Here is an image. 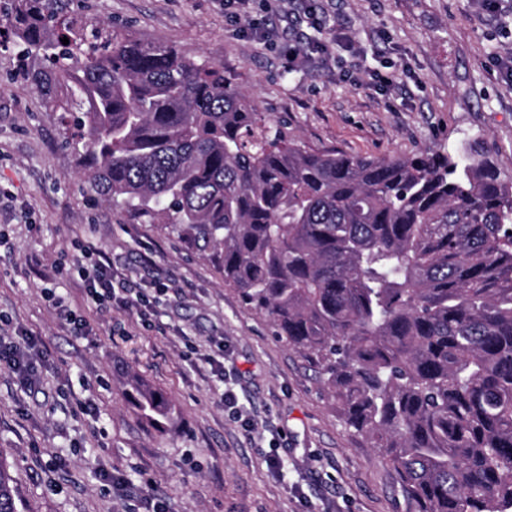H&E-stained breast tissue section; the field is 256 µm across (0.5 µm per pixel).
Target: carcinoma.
<instances>
[{
  "instance_id": "cac0c4a2",
  "label": "carcinoma",
  "mask_w": 512,
  "mask_h": 512,
  "mask_svg": "<svg viewBox=\"0 0 512 512\" xmlns=\"http://www.w3.org/2000/svg\"><path fill=\"white\" fill-rule=\"evenodd\" d=\"M9 2L104 200L205 253L416 512H512V185L489 156L315 151L220 65L77 27L63 0ZM128 386L148 424L173 422L162 393ZM0 512H17L1 460Z\"/></svg>"
}]
</instances>
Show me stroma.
<instances>
[{"mask_svg":"<svg viewBox=\"0 0 512 512\" xmlns=\"http://www.w3.org/2000/svg\"><path fill=\"white\" fill-rule=\"evenodd\" d=\"M66 11L223 66L312 149L382 158L478 143L512 182V75L500 63L512 55V0H253L259 34L224 0H67ZM40 63L0 47V339L27 328L42 340L35 386L0 369V457L18 512H147L150 490L170 512H413L313 367L213 262L96 193L31 83ZM81 242L139 291L166 285L156 327L97 310L78 276L59 273ZM52 294L86 317L88 335L58 321ZM219 351L223 374L198 370ZM131 374L167 397L171 428L139 418L125 396ZM228 384L242 418L221 401Z\"/></svg>","mask_w":512,"mask_h":512,"instance_id":"obj_1","label":"stroma"}]
</instances>
